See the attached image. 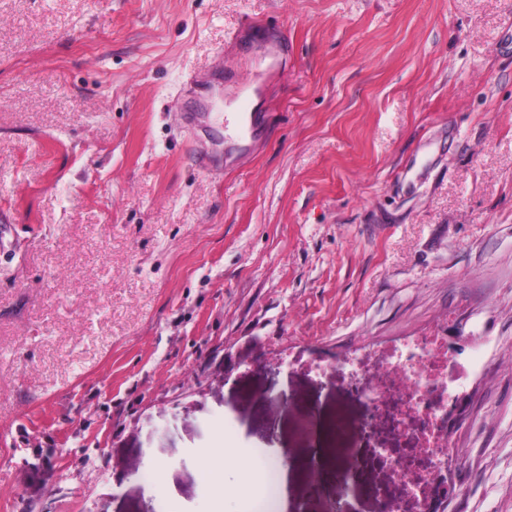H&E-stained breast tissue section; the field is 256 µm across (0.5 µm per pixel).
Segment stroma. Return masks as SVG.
<instances>
[{"mask_svg":"<svg viewBox=\"0 0 512 512\" xmlns=\"http://www.w3.org/2000/svg\"><path fill=\"white\" fill-rule=\"evenodd\" d=\"M4 225L0 512H254L273 460L285 512H372L366 403L305 362L436 326L448 512H512V0H0ZM309 410L361 455L316 498ZM240 113V114H239ZM233 113L232 124L239 134L238 145L245 146L250 142L254 130L261 124L266 126L268 123V116L265 113L259 114V112H239ZM242 131L243 137L240 136ZM224 460H239L236 448H233L229 443L225 445L224 455L223 451L221 456H217L213 452L208 451L201 457L202 473L211 480L218 496H220L223 491V477L220 471L223 469Z\"/></svg>","mask_w":512,"mask_h":512,"instance_id":"stroma-1","label":"stroma"}]
</instances>
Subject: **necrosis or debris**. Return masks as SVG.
Masks as SVG:
<instances>
[{
    "label": "necrosis or debris",
    "mask_w": 512,
    "mask_h": 512,
    "mask_svg": "<svg viewBox=\"0 0 512 512\" xmlns=\"http://www.w3.org/2000/svg\"><path fill=\"white\" fill-rule=\"evenodd\" d=\"M319 372L339 371L360 385L369 375L378 384L366 388L368 401L398 397L401 423L425 451L426 468L401 469L400 496L394 506L376 503L374 512H447L448 476L455 473L457 450L444 409L452 405L469 373L439 330L384 345H359L340 361H315Z\"/></svg>",
    "instance_id": "4bbe7bcc"
}]
</instances>
